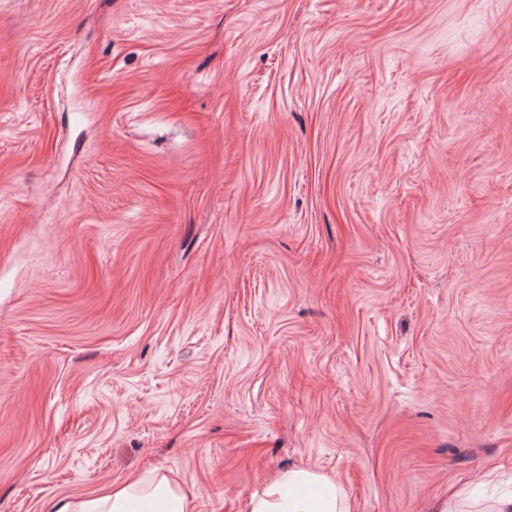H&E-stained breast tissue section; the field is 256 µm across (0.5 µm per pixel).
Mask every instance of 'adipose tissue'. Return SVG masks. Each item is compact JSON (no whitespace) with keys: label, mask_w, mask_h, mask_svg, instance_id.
I'll return each mask as SVG.
<instances>
[{"label":"adipose tissue","mask_w":512,"mask_h":512,"mask_svg":"<svg viewBox=\"0 0 512 512\" xmlns=\"http://www.w3.org/2000/svg\"><path fill=\"white\" fill-rule=\"evenodd\" d=\"M194 501L159 469L99 495L62 501L56 512H194ZM243 512H351L344 488L325 473L297 466L265 479ZM430 512H512V492L438 499Z\"/></svg>","instance_id":"ef3b65f1"}]
</instances>
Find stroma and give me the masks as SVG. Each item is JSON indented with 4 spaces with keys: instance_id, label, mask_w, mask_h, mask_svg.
Masks as SVG:
<instances>
[{
    "instance_id": "1",
    "label": "stroma",
    "mask_w": 512,
    "mask_h": 512,
    "mask_svg": "<svg viewBox=\"0 0 512 512\" xmlns=\"http://www.w3.org/2000/svg\"><path fill=\"white\" fill-rule=\"evenodd\" d=\"M512 489V0H0V512ZM344 488L325 473L297 466L265 479L243 512H350ZM194 501L161 469L99 495L62 501L55 512H194Z\"/></svg>"
}]
</instances>
